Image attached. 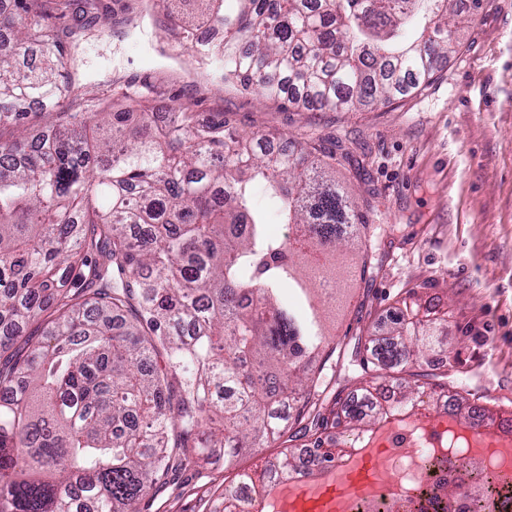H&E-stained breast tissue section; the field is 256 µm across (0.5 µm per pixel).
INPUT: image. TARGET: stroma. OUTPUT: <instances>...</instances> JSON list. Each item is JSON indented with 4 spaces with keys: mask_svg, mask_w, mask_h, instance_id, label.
<instances>
[{
    "mask_svg": "<svg viewBox=\"0 0 512 512\" xmlns=\"http://www.w3.org/2000/svg\"><path fill=\"white\" fill-rule=\"evenodd\" d=\"M109 27L70 45L89 94L139 85L183 96L200 114L224 112L236 130H276L321 144L336 181L377 225L365 273L327 321L336 344L330 390L350 387L349 357L415 294L447 312V344L417 364L443 365L459 392L488 390L512 412V0H461L468 21L434 78L389 105L297 112L219 85L215 62L167 30L158 5L100 0ZM152 512H224V454L183 471Z\"/></svg>",
    "mask_w": 512,
    "mask_h": 512,
    "instance_id": "stroma-1",
    "label": "stroma"
}]
</instances>
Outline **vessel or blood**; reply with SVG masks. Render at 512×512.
<instances>
[{
  "mask_svg": "<svg viewBox=\"0 0 512 512\" xmlns=\"http://www.w3.org/2000/svg\"><path fill=\"white\" fill-rule=\"evenodd\" d=\"M436 425L443 430L464 432L474 454L494 450L503 468L512 471L511 436L489 437L482 427L453 415L443 416ZM388 436V430H381L343 467L328 469L314 476H297L275 482L267 493L274 512H350L354 496L385 491L392 469Z\"/></svg>",
  "mask_w": 512,
  "mask_h": 512,
  "instance_id": "obj_1",
  "label": "vessel or blood"
}]
</instances>
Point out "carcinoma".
<instances>
[{"instance_id":"obj_1","label":"carcinoma","mask_w":512,"mask_h":512,"mask_svg":"<svg viewBox=\"0 0 512 512\" xmlns=\"http://www.w3.org/2000/svg\"><path fill=\"white\" fill-rule=\"evenodd\" d=\"M197 43L194 0H161ZM224 33L205 48L219 80L300 112L388 105L431 79L457 43V0H204ZM70 0L0 9V512H140L188 466L224 449V471L276 444L293 448L374 424L357 389L315 400L330 345L316 287L336 256L367 266L376 225L316 148L276 131L240 133L223 112L198 118L112 112L68 79L59 30ZM40 128L42 148L31 151ZM280 204L279 238L252 205ZM353 349L362 376L416 364L443 346V317L413 301ZM43 329L30 344L28 329ZM448 392V373L413 372L404 399ZM255 203L260 209H262L268 215L271 221V223L269 224V228L274 235L282 238L285 235H288L287 224H276L274 222L275 214L279 206V203L276 199L270 197L262 190H257L255 194Z\"/></svg>"}]
</instances>
